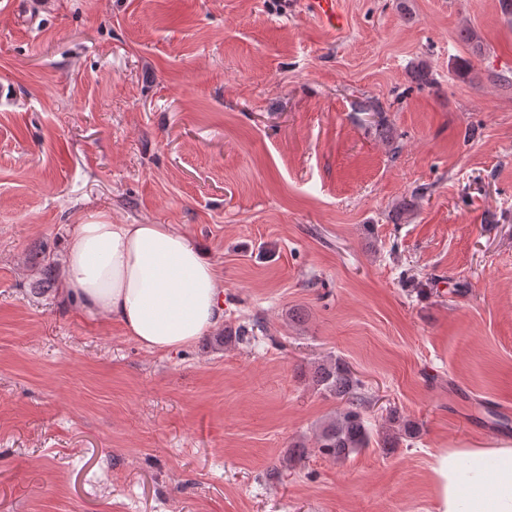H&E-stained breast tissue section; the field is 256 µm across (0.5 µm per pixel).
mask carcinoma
<instances>
[{
	"mask_svg": "<svg viewBox=\"0 0 512 512\" xmlns=\"http://www.w3.org/2000/svg\"><path fill=\"white\" fill-rule=\"evenodd\" d=\"M251 334V330L226 327L224 335L216 337V340L230 346L248 341ZM314 382L318 390L347 404L345 409L318 426L314 448L323 456L339 460L369 447L371 432L363 413L367 403L363 382L342 359L336 357L317 365ZM393 423L395 428L385 437L387 445L393 446L402 437L414 438L420 433L418 425L410 420L395 417Z\"/></svg>",
	"mask_w": 512,
	"mask_h": 512,
	"instance_id": "1",
	"label": "carcinoma"
}]
</instances>
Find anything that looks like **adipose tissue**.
Returning a JSON list of instances; mask_svg holds the SVG:
<instances>
[{"label":"adipose tissue","mask_w":512,"mask_h":512,"mask_svg":"<svg viewBox=\"0 0 512 512\" xmlns=\"http://www.w3.org/2000/svg\"><path fill=\"white\" fill-rule=\"evenodd\" d=\"M64 265L68 299L152 352L190 345L224 317L214 263L169 224L75 225ZM431 470L438 512H512V445L445 448Z\"/></svg>","instance_id":"obj_1"}]
</instances>
